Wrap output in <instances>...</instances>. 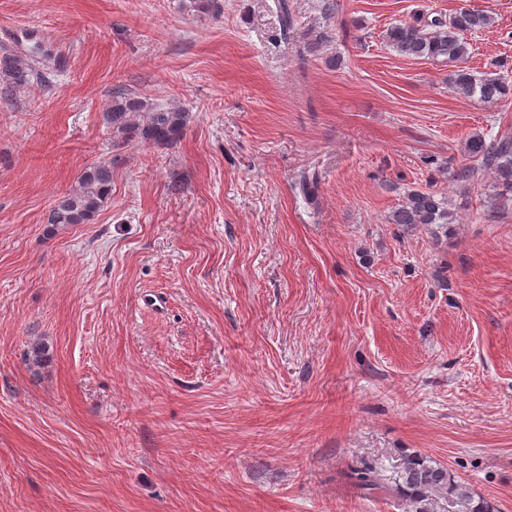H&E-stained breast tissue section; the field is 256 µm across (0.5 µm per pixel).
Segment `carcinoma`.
Instances as JSON below:
<instances>
[{
    "instance_id": "cac0c4a2",
    "label": "carcinoma",
    "mask_w": 512,
    "mask_h": 512,
    "mask_svg": "<svg viewBox=\"0 0 512 512\" xmlns=\"http://www.w3.org/2000/svg\"><path fill=\"white\" fill-rule=\"evenodd\" d=\"M494 23V17L485 10L463 4L444 20L435 16L425 21L417 17L411 22H400L386 29V44L399 54L413 58L457 62L468 54V36ZM52 58L53 53L35 46L31 55L4 52L0 55V84L4 92L26 86L35 68L30 57ZM455 91L482 103H496L512 94V85L501 76H476L459 70L454 79ZM189 119L180 107L156 109L142 99L124 91L112 95L103 113V120L112 134L125 141L139 139L154 145H172L177 142ZM466 150L469 156L480 159L494 170L496 187L505 189L495 194L499 209L512 201V138L486 140L471 138ZM112 192V163L98 161L87 166L77 180V187L67 193L50 211V224H85L104 206ZM390 223L414 227L418 224H452L455 217L448 202L438 193L413 190L405 201L391 212ZM342 478L352 491L369 496L384 490L390 496L415 507V512H428L427 501L435 493H446L463 502L466 512H493L492 505L474 500L469 488L451 479L448 469L421 456L413 455L403 463L398 482L392 483L377 468L370 465L351 467L342 472Z\"/></svg>"
}]
</instances>
